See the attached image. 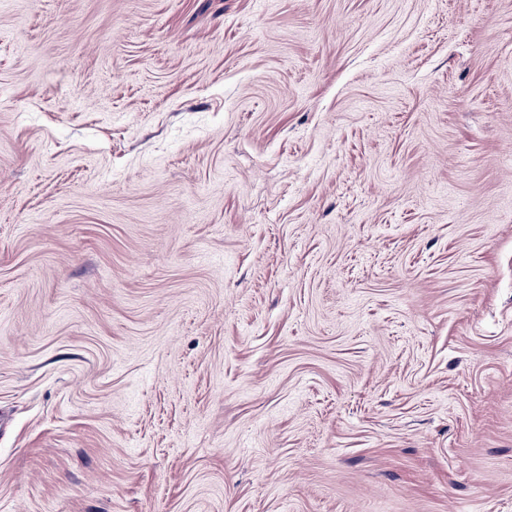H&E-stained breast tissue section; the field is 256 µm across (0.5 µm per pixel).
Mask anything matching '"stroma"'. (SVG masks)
Masks as SVG:
<instances>
[{"label":"stroma","mask_w":512,"mask_h":512,"mask_svg":"<svg viewBox=\"0 0 512 512\" xmlns=\"http://www.w3.org/2000/svg\"><path fill=\"white\" fill-rule=\"evenodd\" d=\"M0 512H512V0H0Z\"/></svg>","instance_id":"obj_1"}]
</instances>
